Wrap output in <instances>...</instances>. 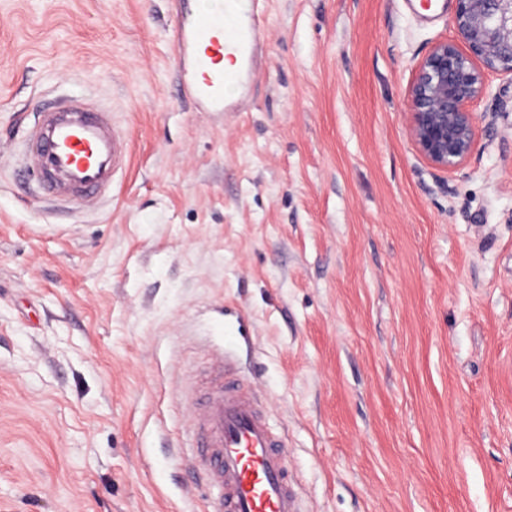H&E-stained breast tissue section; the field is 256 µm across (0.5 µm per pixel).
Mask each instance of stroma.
Returning a JSON list of instances; mask_svg holds the SVG:
<instances>
[{"label":"stroma","mask_w":512,"mask_h":512,"mask_svg":"<svg viewBox=\"0 0 512 512\" xmlns=\"http://www.w3.org/2000/svg\"><path fill=\"white\" fill-rule=\"evenodd\" d=\"M416 2L266 0L254 89L210 113L172 0H0V512H210L181 389L220 349L302 512H512V76L468 103L470 159L431 165L408 91L463 39L454 0ZM63 93L130 138L95 211L23 169Z\"/></svg>","instance_id":"35a3bbf8"}]
</instances>
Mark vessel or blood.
<instances>
[{"label": "vessel or blood", "instance_id": "obj_1", "mask_svg": "<svg viewBox=\"0 0 512 512\" xmlns=\"http://www.w3.org/2000/svg\"><path fill=\"white\" fill-rule=\"evenodd\" d=\"M171 43L183 94L196 111L224 113L246 97L265 31L260 0H248L232 23L221 0L204 8L176 0ZM234 71L224 69L225 60ZM25 155L44 194L95 209L127 169V135L111 110L68 95L40 111L24 139ZM192 425L207 482L219 489L213 512H299L282 436L271 426L255 388L232 359L213 356V376L194 398Z\"/></svg>", "mask_w": 512, "mask_h": 512}]
</instances>
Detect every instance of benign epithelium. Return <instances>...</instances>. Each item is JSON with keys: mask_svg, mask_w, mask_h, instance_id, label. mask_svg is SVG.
I'll use <instances>...</instances> for the list:
<instances>
[{"mask_svg": "<svg viewBox=\"0 0 512 512\" xmlns=\"http://www.w3.org/2000/svg\"><path fill=\"white\" fill-rule=\"evenodd\" d=\"M453 23L467 50L436 44L408 93L409 134L423 157L444 169L474 151L478 118L466 105L487 94L483 71L512 76V0H455Z\"/></svg>", "mask_w": 512, "mask_h": 512, "instance_id": "benign-epithelium-1", "label": "benign epithelium"}]
</instances>
